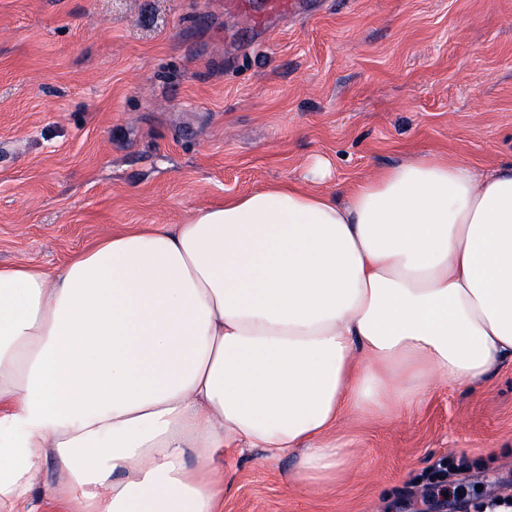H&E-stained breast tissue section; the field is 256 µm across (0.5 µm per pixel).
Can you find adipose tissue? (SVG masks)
<instances>
[{
    "mask_svg": "<svg viewBox=\"0 0 512 512\" xmlns=\"http://www.w3.org/2000/svg\"><path fill=\"white\" fill-rule=\"evenodd\" d=\"M512 361V166L420 156L346 197L293 183L0 266V512H221L216 457L343 477L347 415Z\"/></svg>",
    "mask_w": 512,
    "mask_h": 512,
    "instance_id": "adipose-tissue-1",
    "label": "adipose tissue"
}]
</instances>
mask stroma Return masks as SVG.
Here are the masks:
<instances>
[{
    "label": "stroma",
    "instance_id": "35a3bbf8",
    "mask_svg": "<svg viewBox=\"0 0 512 512\" xmlns=\"http://www.w3.org/2000/svg\"><path fill=\"white\" fill-rule=\"evenodd\" d=\"M309 2L253 31L228 0H0V265L56 267L275 182L512 164V0ZM336 436L340 483L300 491L296 458L246 450L223 512H430L425 487L448 512L511 507L512 363Z\"/></svg>",
    "mask_w": 512,
    "mask_h": 512
}]
</instances>
